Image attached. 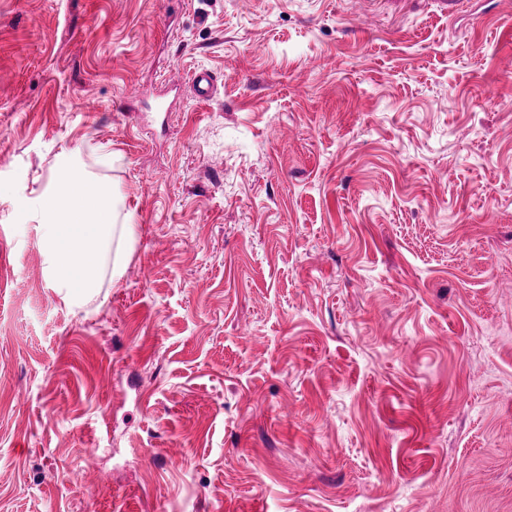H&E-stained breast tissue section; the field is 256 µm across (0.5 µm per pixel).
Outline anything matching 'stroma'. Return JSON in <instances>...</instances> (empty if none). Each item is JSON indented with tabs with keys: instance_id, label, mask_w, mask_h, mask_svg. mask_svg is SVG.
<instances>
[{
	"instance_id": "obj_1",
	"label": "stroma",
	"mask_w": 512,
	"mask_h": 512,
	"mask_svg": "<svg viewBox=\"0 0 512 512\" xmlns=\"http://www.w3.org/2000/svg\"><path fill=\"white\" fill-rule=\"evenodd\" d=\"M0 185V512H512V0H0ZM217 80L208 69H197L188 78L187 84L198 102L213 101L217 93ZM79 154L63 153L57 169L66 171L67 179L53 175L40 194L20 206L40 233L47 276L74 306L101 288L106 261L111 262L112 284L120 280L138 234L132 215L116 210L112 185L87 170ZM64 171L56 177L64 179Z\"/></svg>"
}]
</instances>
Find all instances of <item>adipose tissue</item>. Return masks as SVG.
Segmentation results:
<instances>
[{"label":"adipose tissue","mask_w":512,"mask_h":512,"mask_svg":"<svg viewBox=\"0 0 512 512\" xmlns=\"http://www.w3.org/2000/svg\"><path fill=\"white\" fill-rule=\"evenodd\" d=\"M58 166L67 179H49L21 208L40 233L47 276L63 300L77 306L101 287L104 277L120 280L138 226L131 215L117 211L111 185L87 170L77 152L63 153Z\"/></svg>","instance_id":"ef3b65f1"}]
</instances>
